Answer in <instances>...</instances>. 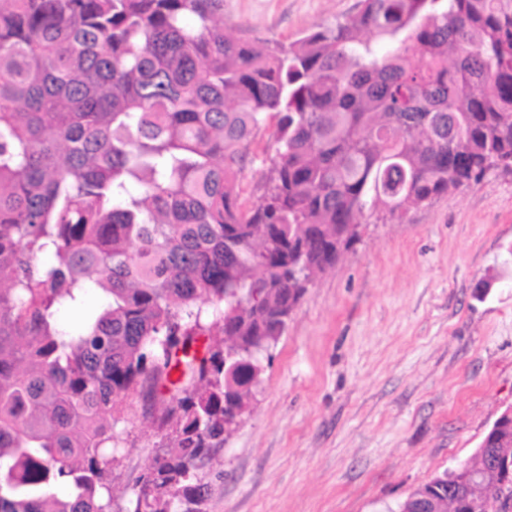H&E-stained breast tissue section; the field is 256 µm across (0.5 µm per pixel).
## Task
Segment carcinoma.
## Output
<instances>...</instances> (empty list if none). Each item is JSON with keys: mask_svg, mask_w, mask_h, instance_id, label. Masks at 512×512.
Segmentation results:
<instances>
[{"mask_svg": "<svg viewBox=\"0 0 512 512\" xmlns=\"http://www.w3.org/2000/svg\"><path fill=\"white\" fill-rule=\"evenodd\" d=\"M497 169L512 0H357L291 43L226 31L224 0H0V512H112L132 392L173 422L134 512H180L312 275ZM479 447L387 512H472L475 474L495 512L512 415ZM272 128H263L257 135L253 145L252 162L247 165L239 181L240 201L245 206L256 202L263 193L262 174L274 155Z\"/></svg>", "mask_w": 512, "mask_h": 512, "instance_id": "obj_1", "label": "carcinoma"}]
</instances>
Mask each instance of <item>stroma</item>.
<instances>
[{"mask_svg": "<svg viewBox=\"0 0 512 512\" xmlns=\"http://www.w3.org/2000/svg\"><path fill=\"white\" fill-rule=\"evenodd\" d=\"M356 0H224V24L275 41L330 26ZM271 129L252 145L243 205L263 192ZM486 291H477L481 281ZM512 406V172L365 224L319 273L236 430L201 472V512H383L469 461ZM113 510L132 512L166 443L142 396L115 427Z\"/></svg>", "mask_w": 512, "mask_h": 512, "instance_id": "stroma-1", "label": "stroma"}]
</instances>
